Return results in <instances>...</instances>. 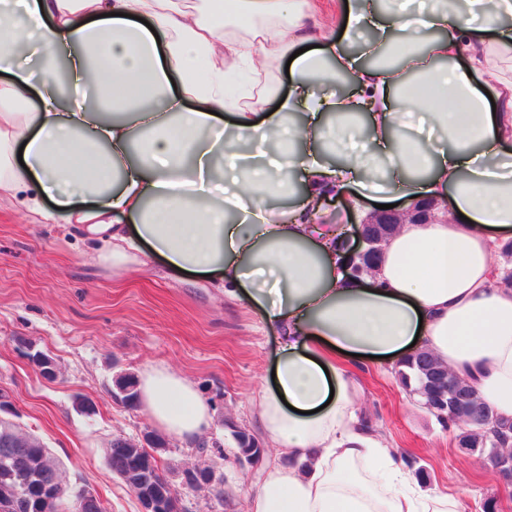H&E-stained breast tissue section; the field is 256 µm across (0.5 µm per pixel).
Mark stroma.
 I'll use <instances>...</instances> for the list:
<instances>
[{
	"instance_id": "1",
	"label": "stroma",
	"mask_w": 512,
	"mask_h": 512,
	"mask_svg": "<svg viewBox=\"0 0 512 512\" xmlns=\"http://www.w3.org/2000/svg\"><path fill=\"white\" fill-rule=\"evenodd\" d=\"M20 336L53 358L55 379L23 355ZM277 348L276 332L247 301L193 275L170 274L150 250L125 265H104L69 225L31 224L19 207L0 205V395L10 403L0 419L39 436L69 484L93 487L105 512H143L113 474L107 450L112 438L138 440L154 428L141 407L112 398L120 375H139L147 365L193 381L213 409L209 438L221 443L202 449L172 439L157 452L170 476L200 466L224 479L223 500L206 489L187 492L181 512H247L261 473L237 462L224 423L258 433L250 398L269 376ZM395 371L357 369L359 418L404 461L428 471L427 489L459 496L462 512H483L491 497L499 512H512V493L478 455L457 448L452 434L401 388ZM79 395L95 402V415L76 407Z\"/></svg>"
}]
</instances>
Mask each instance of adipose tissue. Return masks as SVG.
<instances>
[{
	"instance_id": "1",
	"label": "adipose tissue",
	"mask_w": 512,
	"mask_h": 512,
	"mask_svg": "<svg viewBox=\"0 0 512 512\" xmlns=\"http://www.w3.org/2000/svg\"><path fill=\"white\" fill-rule=\"evenodd\" d=\"M469 2L0 0V200L104 262L149 248L279 335L251 402L280 461L248 512H459L362 429L361 363L428 350L512 418V281L492 261L512 239V0ZM360 29L396 68L344 51ZM336 70L352 92H323ZM395 194L454 219L402 225L352 277L345 226L315 213L344 195L364 218ZM138 394L184 443L211 424L167 368L146 367Z\"/></svg>"
}]
</instances>
